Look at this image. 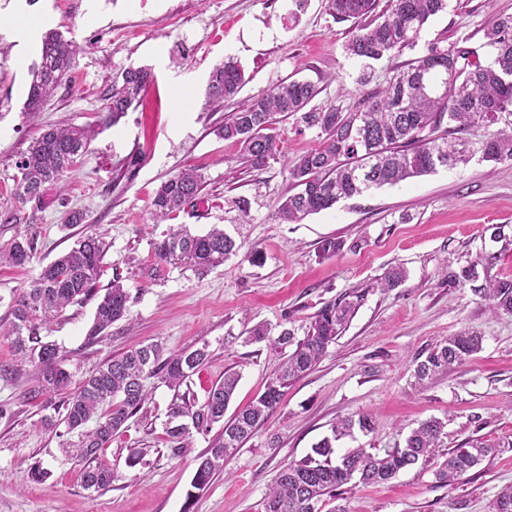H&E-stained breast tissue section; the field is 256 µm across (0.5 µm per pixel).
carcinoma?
I'll list each match as a JSON object with an SVG mask.
<instances>
[{
	"instance_id": "obj_1",
	"label": "carcinoma",
	"mask_w": 512,
	"mask_h": 512,
	"mask_svg": "<svg viewBox=\"0 0 512 512\" xmlns=\"http://www.w3.org/2000/svg\"><path fill=\"white\" fill-rule=\"evenodd\" d=\"M336 19H361L373 13L376 0H327ZM448 0H389L385 12L374 16L362 31L346 44L345 52L365 66L384 58L412 51L428 21L444 11ZM484 46L491 60L483 63L467 47L428 46L422 56L396 69L382 86L363 95L359 106L344 111L329 107L322 112L305 108L317 95L306 80L282 82L267 93L243 100L218 135L234 142L246 163L254 169L265 167L280 151L274 133L275 116L303 113V119L320 129L321 145L299 156L290 166V176L299 191L286 197L278 207L283 223H296L305 216L332 208L336 203L360 196L372 189L427 175L439 167L457 168L468 164L475 154L486 162L512 163V16L495 17L486 27ZM74 46L62 32L50 29L41 39L39 61L29 68V85L23 112L36 115L48 97L62 84L72 68ZM153 82L150 69L130 66L112 79L106 115L107 126L138 103ZM245 84L240 65L228 58L211 71L205 90L206 102L219 104L236 97ZM504 123L497 130L493 126ZM483 130L473 141L462 133ZM92 129L68 126L41 133L21 157L20 177L14 199L20 205L44 198L48 187L73 171L89 151ZM202 187V175L182 171L156 191L152 202L155 223L172 219ZM161 262H183L204 272L221 264L235 249V241L224 230L213 228L196 235L183 228L170 229L153 243ZM36 251V237L21 234L0 247V262L21 267ZM107 244L96 232L81 237L76 247L46 265L12 310L9 334L28 362L39 370L38 384L31 394L52 395L67 389L72 376L62 366L56 344L42 336L44 325L71 304L96 296V283L103 273ZM403 268L389 269L376 283L357 287L351 293L324 304L311 317L304 337L283 329L273 337L267 327L253 329L257 340L269 339L283 349L294 347L283 359L261 393L249 405L224 415L240 380L239 373L224 374L206 399L182 394L168 409L165 426L170 456L180 457L191 447L193 433L209 431L223 423L222 435L197 458L191 487L205 490L214 475L250 439L276 409L283 389L311 371L328 346L346 329L361 306L366 291H390L405 280ZM467 285L474 294L491 302L494 312L512 313V279L479 281L473 267L450 275ZM130 295L114 280L98 303L89 337L95 338L126 317ZM483 336L474 329L443 338L427 354L413 359V377L421 384L429 377L459 364L479 351ZM207 358L205 348L164 355L156 344L136 347L115 357L81 381L61 404L63 422L78 436L75 459L82 465L83 487L101 492L112 486L114 470L99 462L102 450L136 415L148 398V383L158 377L172 387L181 386ZM94 427H88L89 423ZM446 423L431 418L421 422L406 437L401 448L371 454L362 448L344 454L336 442L354 430L370 432L372 417L360 415L338 419L331 435L322 438L312 453L290 461L279 471L266 493L264 512H319L323 497H336V490L356 481L381 484L400 472L435 458ZM500 444L477 440L456 448L438 463L435 478L443 484L460 480L471 469L498 452ZM492 512H512V486L503 489L492 503Z\"/></svg>"
}]
</instances>
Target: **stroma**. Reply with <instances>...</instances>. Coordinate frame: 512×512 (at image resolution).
Listing matches in <instances>:
<instances>
[{
    "mask_svg": "<svg viewBox=\"0 0 512 512\" xmlns=\"http://www.w3.org/2000/svg\"><path fill=\"white\" fill-rule=\"evenodd\" d=\"M496 15L512 16V0H450L413 53L376 64L373 85L434 43L476 48L488 60L484 28ZM49 29L73 41L75 59L66 81L30 118L22 110L27 67ZM357 31V20H337L326 0H307L301 9L294 0H0V210L12 199L22 154L44 128L97 123L113 75L129 66L149 67L156 77L138 104L99 129L42 204L28 203L17 222L0 223V246L25 232L37 240L26 267L0 265L5 325L42 266L85 233L105 235L109 249L97 288L106 291L120 279L130 293L129 313L95 339L89 330L96 300L68 306L51 322L46 334L74 381L140 344L160 345L167 354L203 346L208 358L188 379L190 392L204 400L225 373L236 372L231 406L240 408L264 391L284 356L270 342L251 341L254 326L275 334L288 328L303 338L324 303L389 267L407 271L399 288L368 293L314 370L289 386L265 424L197 494L190 491L196 459L222 427L194 434L183 456H170L164 423L177 389L151 379L146 404L99 457L115 479L94 493L84 489L71 455L76 434L62 422L44 425L49 411L29 395L37 370L22 361L11 337L0 335V362L14 369L11 379H0V512H263L282 466L310 454L337 418L360 414L372 416L373 431L339 441V451L401 447L412 428L432 417L446 423L439 453L472 439L502 449L452 485L437 482L430 462L384 484L345 485L324 500L322 512H491L496 495L512 486V314L492 313L487 301L447 277L472 266L482 277L512 279V164L474 160L440 168L282 224L276 210L296 191L288 166L321 144L320 129L296 115L278 116L282 151L257 170L216 134L236 101L205 105L210 71L230 57L247 78L241 98L301 79L317 89L309 111L355 107L364 93L357 83L362 66L345 45ZM133 157V174L121 176ZM189 167L204 176L198 204L154 223L156 190ZM71 210L82 213V223H65ZM180 226L194 234L224 228L237 250L203 274L156 262L154 241ZM326 238L344 241L343 250L321 257ZM465 327L481 331V351L413 386L412 358ZM35 466L47 476L32 479Z\"/></svg>",
    "mask_w": 512,
    "mask_h": 512,
    "instance_id": "obj_1",
    "label": "stroma"
}]
</instances>
